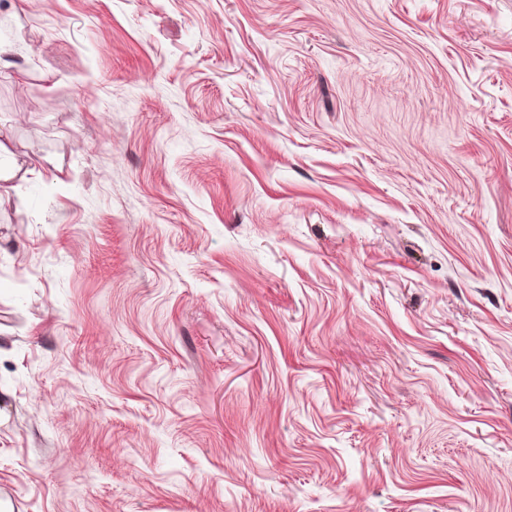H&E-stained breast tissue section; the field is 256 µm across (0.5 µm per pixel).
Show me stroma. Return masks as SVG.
<instances>
[{"mask_svg": "<svg viewBox=\"0 0 512 512\" xmlns=\"http://www.w3.org/2000/svg\"><path fill=\"white\" fill-rule=\"evenodd\" d=\"M0 512H512V0H0Z\"/></svg>", "mask_w": 512, "mask_h": 512, "instance_id": "35a3bbf8", "label": "stroma"}]
</instances>
